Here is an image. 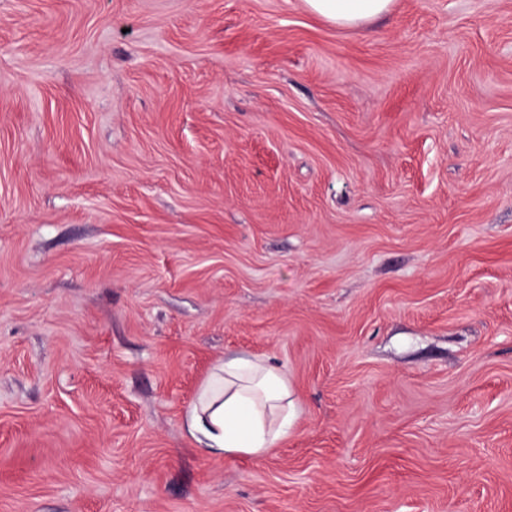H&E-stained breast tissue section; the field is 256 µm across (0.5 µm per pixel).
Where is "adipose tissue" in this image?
I'll use <instances>...</instances> for the list:
<instances>
[{"label":"adipose tissue","instance_id":"1","mask_svg":"<svg viewBox=\"0 0 512 512\" xmlns=\"http://www.w3.org/2000/svg\"><path fill=\"white\" fill-rule=\"evenodd\" d=\"M308 8L339 26L371 21L393 0H305ZM297 404L288 374L269 359L225 357L200 386L183 426L202 452L215 458L262 459L287 440Z\"/></svg>","mask_w":512,"mask_h":512}]
</instances>
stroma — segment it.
<instances>
[{
	"label": "stroma",
	"instance_id": "1",
	"mask_svg": "<svg viewBox=\"0 0 512 512\" xmlns=\"http://www.w3.org/2000/svg\"><path fill=\"white\" fill-rule=\"evenodd\" d=\"M0 512H512V0H0ZM308 8L339 26L371 21L390 11L393 0H305ZM296 410L286 371L265 357L224 356L200 386L183 426L210 457L262 459L287 440Z\"/></svg>",
	"mask_w": 512,
	"mask_h": 512
}]
</instances>
